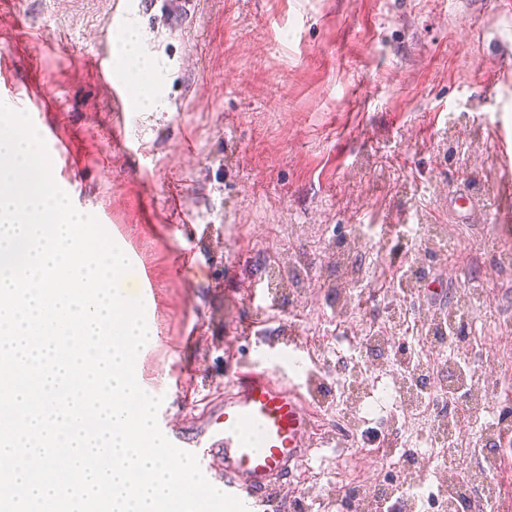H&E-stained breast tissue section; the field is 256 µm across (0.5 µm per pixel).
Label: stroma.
<instances>
[{"instance_id":"1","label":"stroma","mask_w":512,"mask_h":512,"mask_svg":"<svg viewBox=\"0 0 512 512\" xmlns=\"http://www.w3.org/2000/svg\"><path fill=\"white\" fill-rule=\"evenodd\" d=\"M134 32L155 89L140 105L115 101L94 64ZM1 86L66 141L50 154L55 183L149 274L153 336L135 374L185 440L223 407L228 364L252 354L239 332L251 319L328 382L356 355L372 387L393 374L363 337L394 301L409 316L394 343L447 371L460 348H430L431 300L396 284L412 263L440 282L442 306L465 307L483 389L512 393L495 356L512 349V146L499 140L512 0H0ZM274 255L303 287L268 295ZM386 434L364 422L269 512H343L338 486L390 473L437 479L434 450L414 474L376 464Z\"/></svg>"}]
</instances>
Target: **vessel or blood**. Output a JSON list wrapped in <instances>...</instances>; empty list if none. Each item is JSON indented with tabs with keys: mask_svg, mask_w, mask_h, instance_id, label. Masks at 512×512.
<instances>
[{
	"mask_svg": "<svg viewBox=\"0 0 512 512\" xmlns=\"http://www.w3.org/2000/svg\"><path fill=\"white\" fill-rule=\"evenodd\" d=\"M97 65L113 96L127 98L115 60L106 57ZM318 386L313 377L289 384L282 368L260 360L234 366L224 407L203 424L195 446L204 465L222 467L225 493L238 497L247 512L279 499L318 449L336 444L314 406Z\"/></svg>",
	"mask_w": 512,
	"mask_h": 512,
	"instance_id": "b4317fda",
	"label": "vessel or blood"
}]
</instances>
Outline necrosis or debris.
Instances as JSON below:
<instances>
[{"mask_svg":"<svg viewBox=\"0 0 512 512\" xmlns=\"http://www.w3.org/2000/svg\"><path fill=\"white\" fill-rule=\"evenodd\" d=\"M381 328L370 327L364 342L370 349L382 350L384 359L396 365L403 376L401 384L385 385L365 391L356 380L357 367L348 357H341L336 374L346 388V405L351 418L375 414L391 405L408 412H426L432 420L419 448H381L375 453L377 463L395 458L403 466L414 467L424 448L442 449L441 466L449 475L459 477V485L446 482L431 485L427 493L400 481H382L364 488L354 487L352 500L365 504L368 512H384L388 501H395L398 512H467L470 500L495 504L499 489L496 476L506 450L503 442L512 436V408L500 405L473 447L463 445L467 423L479 420L488 407L487 396H473L478 378L469 368H456L454 375L436 374L416 353L391 346Z\"/></svg>","mask_w":512,"mask_h":512,"instance_id":"4bbe7bcc","label":"necrosis or debris"}]
</instances>
